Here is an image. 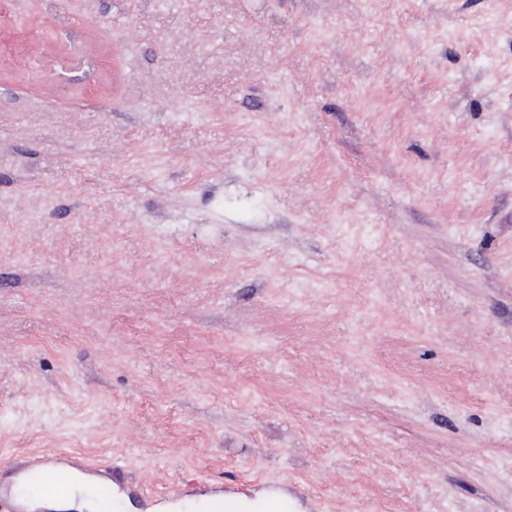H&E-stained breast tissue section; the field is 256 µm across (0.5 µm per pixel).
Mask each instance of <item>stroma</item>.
Here are the masks:
<instances>
[{"mask_svg":"<svg viewBox=\"0 0 512 512\" xmlns=\"http://www.w3.org/2000/svg\"><path fill=\"white\" fill-rule=\"evenodd\" d=\"M46 448L512 512V0H0V477Z\"/></svg>","mask_w":512,"mask_h":512,"instance_id":"stroma-1","label":"stroma"}]
</instances>
